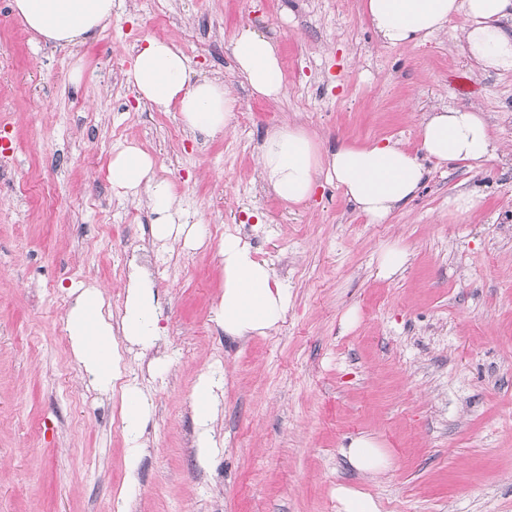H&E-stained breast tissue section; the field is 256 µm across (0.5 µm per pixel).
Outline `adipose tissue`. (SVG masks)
Listing matches in <instances>:
<instances>
[{"mask_svg":"<svg viewBox=\"0 0 512 512\" xmlns=\"http://www.w3.org/2000/svg\"><path fill=\"white\" fill-rule=\"evenodd\" d=\"M114 0H13V8L28 29L56 46L70 47L105 30L112 22ZM366 15L379 40L389 46H409L444 29L454 16L467 20L462 46L472 72L512 73V0H366ZM233 58L252 92L278 99L285 95L277 43L252 28L237 30ZM125 80L141 101L159 111L177 110L192 131L224 132L232 122L237 101L222 81L189 79L184 53L173 43L148 39L138 49ZM500 147L482 111L460 105L429 113L420 126V148L410 152L399 143H342L322 154L301 125L270 128L258 155L268 193L288 204L309 201L321 182L336 184L348 202L370 224L385 222L423 186L425 160L481 164L498 157ZM107 179L121 197L147 195L154 215L153 236L165 242L201 240L199 226L182 208L171 183L159 178L153 158L130 143L113 153ZM224 261V296L215 320L225 335L242 340L265 336L283 322L290 302L267 262L259 260L240 235L225 234L220 246ZM66 331L76 362L90 383L101 390L119 389L128 459L137 462L149 403L141 387L125 379L122 342L154 348L162 334L159 306L151 284L139 271L128 276L120 323H113L99 288L78 285L69 292ZM223 380L210 373L198 382L193 397L196 446L201 455L217 448L213 423L221 409ZM349 465L362 474L383 472L389 460L368 435L349 441L343 450Z\"/></svg>","mask_w":512,"mask_h":512,"instance_id":"adipose-tissue-1","label":"adipose tissue"}]
</instances>
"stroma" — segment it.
Listing matches in <instances>:
<instances>
[{"mask_svg": "<svg viewBox=\"0 0 512 512\" xmlns=\"http://www.w3.org/2000/svg\"><path fill=\"white\" fill-rule=\"evenodd\" d=\"M363 4L115 0L108 28L61 48L0 0V512H115L120 496L130 512H336L340 485L381 512H512V74L470 73L459 18L416 45L380 44ZM247 25L280 43L278 101L234 67L231 40ZM152 37L182 50L191 80L220 78L236 97L224 134L189 133L177 112L138 102L123 72ZM468 103L501 157L427 162L387 223H367L333 184L299 207L262 188L258 147L284 121L325 151L388 139L414 151L425 112ZM129 142L200 220V244L156 241L150 209L113 192L107 166ZM465 191L481 210L449 215ZM228 232L290 292L280 327L245 342L214 320ZM391 243L410 261L383 279L377 257ZM134 265L163 334L152 354L125 353L151 402L131 486L120 398L91 387L65 316L80 283L120 314ZM154 356L164 369L149 371ZM212 372L224 380L221 446L203 461L191 404ZM360 434L391 457L378 477L341 453Z\"/></svg>", "mask_w": 512, "mask_h": 512, "instance_id": "stroma-1", "label": "stroma"}]
</instances>
